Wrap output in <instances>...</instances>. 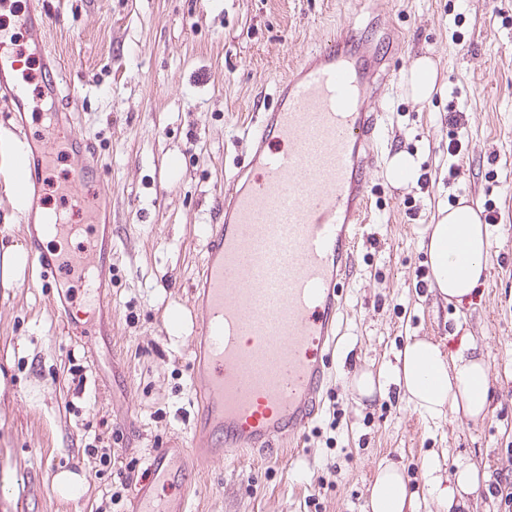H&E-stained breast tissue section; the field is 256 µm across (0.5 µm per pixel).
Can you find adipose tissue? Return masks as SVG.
Masks as SVG:
<instances>
[{
	"label": "adipose tissue",
	"mask_w": 512,
	"mask_h": 512,
	"mask_svg": "<svg viewBox=\"0 0 512 512\" xmlns=\"http://www.w3.org/2000/svg\"><path fill=\"white\" fill-rule=\"evenodd\" d=\"M426 250L432 279L430 286L447 301L470 300L485 271L489 232L478 211L467 201L448 208L438 223L425 230ZM397 383L407 401L423 416L433 420L456 412L477 420L488 405L487 364L471 339H462L455 352L439 343L410 337L396 356L394 365L355 376L353 387L369 397L385 392ZM431 494L446 512H462L466 496L476 494L479 474L470 465L460 464L451 474L441 472L439 461L426 464ZM370 512H421L422 500L411 490L403 473L394 465L380 467L368 489Z\"/></svg>",
	"instance_id": "1"
}]
</instances>
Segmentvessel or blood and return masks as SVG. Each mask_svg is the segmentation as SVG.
Listing matches in <instances>:
<instances>
[{
    "label": "vessel or blood",
    "mask_w": 512,
    "mask_h": 512,
    "mask_svg": "<svg viewBox=\"0 0 512 512\" xmlns=\"http://www.w3.org/2000/svg\"><path fill=\"white\" fill-rule=\"evenodd\" d=\"M40 60V90L58 103L61 140L33 131L22 54L0 37V108L19 145L13 167L25 262L43 286L81 292L89 314L62 310L71 334L112 333V227L98 221L106 187L94 149L72 128L58 58L47 51L43 0H27L17 19ZM389 78L381 42L347 27L303 55L280 80L273 103L244 130L250 154L217 201L189 307L201 344L193 363L197 410L189 429L216 458L294 447L314 422L336 349L342 282L366 222L369 169L378 156L383 114L370 106ZM67 145L78 160L63 186L78 224L44 213L50 165ZM84 231L81 249L62 253L45 237ZM148 484L177 498L139 491L136 512H187L191 482L166 453L148 465Z\"/></svg>",
    "instance_id": "vessel-or-blood-1"
}]
</instances>
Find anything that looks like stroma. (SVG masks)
I'll return each instance as SVG.
<instances>
[{
	"label": "stroma",
	"mask_w": 512,
	"mask_h": 512,
	"mask_svg": "<svg viewBox=\"0 0 512 512\" xmlns=\"http://www.w3.org/2000/svg\"><path fill=\"white\" fill-rule=\"evenodd\" d=\"M48 47L70 80L75 130L94 146L112 224V334L67 332L51 291L33 286L11 193L0 185V512H135L133 490L154 450L192 476L191 512H367L382 463L425 499L424 467L468 463L512 472V0H394L380 20L348 0H47ZM375 26L393 78L367 192L371 213L344 286L345 307L324 404L295 452L204 459L181 436L196 410L187 310L215 199L246 162L241 126L271 101L276 80L345 23ZM437 65L440 94H407L419 56ZM464 112L463 152L450 158L449 110ZM418 157L428 186H395L389 161ZM457 163V180L448 165ZM467 199L494 213L474 302L429 289L422 232ZM474 338L489 363L488 414L433 421L397 385L357 400L356 374L393 361L408 337L457 348ZM86 491L57 494L56 473Z\"/></svg>",
	"instance_id": "1"
}]
</instances>
